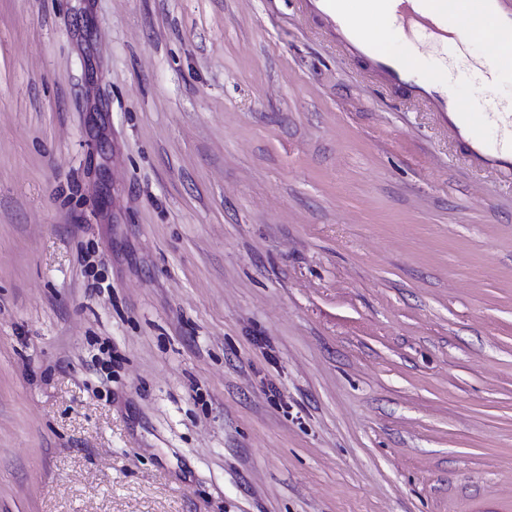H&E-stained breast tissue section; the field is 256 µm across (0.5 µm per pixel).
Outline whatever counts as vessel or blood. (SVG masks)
Instances as JSON below:
<instances>
[{
	"mask_svg": "<svg viewBox=\"0 0 512 512\" xmlns=\"http://www.w3.org/2000/svg\"><path fill=\"white\" fill-rule=\"evenodd\" d=\"M384 2L393 9L397 24L406 33H431L446 38L444 61L456 65L464 75L472 69L487 67L484 57L469 51L477 21L512 35V0H475L474 10L461 11L453 18L448 15L447 0ZM329 36L341 52L365 61L378 83L438 113L474 164L512 177V159L500 156L502 138L512 139V113L503 111L497 100L485 102L483 111H472L470 101L460 94L457 84L441 85L420 78L417 68L408 66L399 53L383 50L344 12H337Z\"/></svg>",
	"mask_w": 512,
	"mask_h": 512,
	"instance_id": "b4317fda",
	"label": "vessel or blood"
}]
</instances>
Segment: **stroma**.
<instances>
[{
	"instance_id": "35a3bbf8",
	"label": "stroma",
	"mask_w": 512,
	"mask_h": 512,
	"mask_svg": "<svg viewBox=\"0 0 512 512\" xmlns=\"http://www.w3.org/2000/svg\"><path fill=\"white\" fill-rule=\"evenodd\" d=\"M299 0H0V512H512V180Z\"/></svg>"
}]
</instances>
